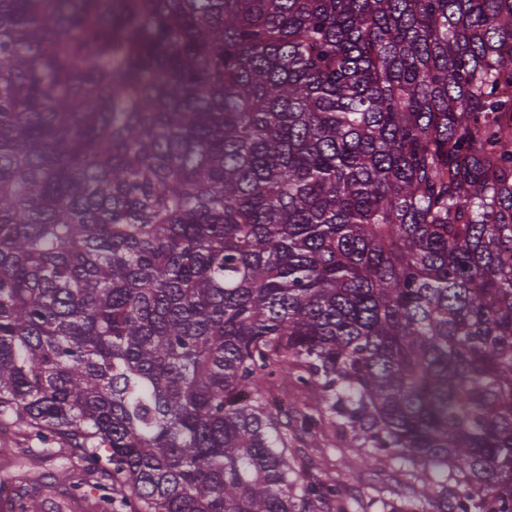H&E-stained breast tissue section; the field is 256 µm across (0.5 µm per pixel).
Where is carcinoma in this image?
<instances>
[{"label": "carcinoma", "mask_w": 512, "mask_h": 512, "mask_svg": "<svg viewBox=\"0 0 512 512\" xmlns=\"http://www.w3.org/2000/svg\"><path fill=\"white\" fill-rule=\"evenodd\" d=\"M0 423L95 512H512V0H0ZM309 452L317 455L325 466L336 472V476L343 474L344 464L347 458H352L354 453L344 448V444L340 441L336 434V443L327 445L322 448H307ZM384 468L375 465L362 473L360 479L352 484L349 494L356 500V512H383L381 500H398L401 489L384 476Z\"/></svg>", "instance_id": "obj_1"}]
</instances>
